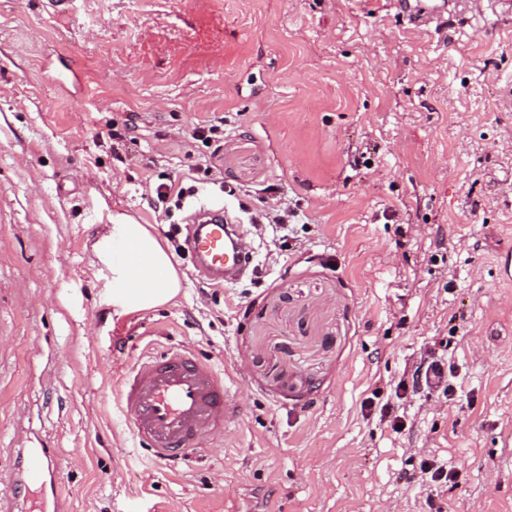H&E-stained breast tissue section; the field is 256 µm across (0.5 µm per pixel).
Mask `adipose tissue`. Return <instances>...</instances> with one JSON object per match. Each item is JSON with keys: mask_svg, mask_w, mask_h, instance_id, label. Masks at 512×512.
Masks as SVG:
<instances>
[{"mask_svg": "<svg viewBox=\"0 0 512 512\" xmlns=\"http://www.w3.org/2000/svg\"><path fill=\"white\" fill-rule=\"evenodd\" d=\"M100 260L112 272V305L123 312L149 311L172 301L179 274L158 239L133 219L114 221L98 241Z\"/></svg>", "mask_w": 512, "mask_h": 512, "instance_id": "obj_1", "label": "adipose tissue"}]
</instances>
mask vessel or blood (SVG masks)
I'll list each match as a JSON object with an SVG mask.
<instances>
[{"label": "vessel or blood", "mask_w": 512, "mask_h": 512, "mask_svg": "<svg viewBox=\"0 0 512 512\" xmlns=\"http://www.w3.org/2000/svg\"><path fill=\"white\" fill-rule=\"evenodd\" d=\"M188 252L225 282L237 280L249 266L237 225L213 219L193 225ZM224 375L191 350L172 347L142 358L118 390L119 408L139 444L161 464L196 458L205 439L222 434L234 413L224 397ZM55 454L43 448L23 452L14 465V495L46 490Z\"/></svg>", "instance_id": "1"}]
</instances>
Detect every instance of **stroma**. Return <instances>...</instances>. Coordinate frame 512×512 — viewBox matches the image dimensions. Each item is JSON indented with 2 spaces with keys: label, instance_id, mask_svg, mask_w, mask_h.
I'll use <instances>...</instances> for the list:
<instances>
[{
  "label": "stroma",
  "instance_id": "stroma-1",
  "mask_svg": "<svg viewBox=\"0 0 512 512\" xmlns=\"http://www.w3.org/2000/svg\"><path fill=\"white\" fill-rule=\"evenodd\" d=\"M446 4L0 0V512H40L11 491L40 446L64 512H428L432 457L451 512H512V0ZM263 200L288 241L248 227ZM203 206L255 273L192 267ZM116 215L170 254L172 303L115 312L94 244ZM179 345L238 415L164 469L116 393ZM430 354L457 400L405 398L399 433L363 409ZM419 478L425 482L428 487L436 491V497L430 496L427 498V505L430 512H445V503L439 494V489L453 487L458 484L459 472L454 468H447L443 464H439L434 458H426L421 461Z\"/></svg>",
  "mask_w": 512,
  "mask_h": 512
}]
</instances>
